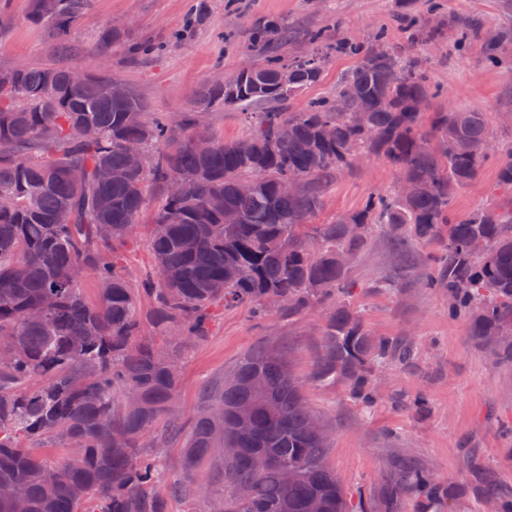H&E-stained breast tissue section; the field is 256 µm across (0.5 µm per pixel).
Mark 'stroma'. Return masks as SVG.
I'll list each match as a JSON object with an SVG mask.
<instances>
[{"label":"stroma","mask_w":512,"mask_h":512,"mask_svg":"<svg viewBox=\"0 0 512 512\" xmlns=\"http://www.w3.org/2000/svg\"><path fill=\"white\" fill-rule=\"evenodd\" d=\"M32 4L0 0V70L20 63L90 71L102 65L152 115L174 121L190 110L199 86L246 57L255 22L287 31L279 51L296 56L311 33L354 43L380 33L392 45L407 42L413 19H428L438 30L434 46L420 52L431 111L486 113L497 141L452 210L460 218L494 202L497 170L512 146V0H86L64 52L53 27L34 18ZM115 21L126 22L129 38L148 45L149 53L133 57L120 44L98 58V35ZM490 29L508 38L488 62L481 36ZM395 180L384 159L351 165L328 189L316 223L360 209L369 197L387 194ZM432 252V244L417 241L403 258L392 231L383 228L350 270L352 303L366 326L407 342L416 354L413 364L382 372V394L372 407L361 405L350 383L321 386L311 379L325 312L292 318L275 308L258 320L238 308L219 313L205 340L182 348L176 411L195 408L262 340L277 342L289 349L307 399L332 431L329 459L351 500L369 498L390 457L404 452L447 476L454 512H482L465 480L471 463L495 470L512 491V368L494 366L489 351L471 338L468 310L449 307L446 294L422 286ZM399 397L425 398L428 407L404 412L395 403Z\"/></svg>","instance_id":"obj_1"}]
</instances>
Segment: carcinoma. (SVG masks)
<instances>
[{
	"label": "carcinoma",
	"mask_w": 512,
	"mask_h": 512,
	"mask_svg": "<svg viewBox=\"0 0 512 512\" xmlns=\"http://www.w3.org/2000/svg\"><path fill=\"white\" fill-rule=\"evenodd\" d=\"M33 2L66 42L84 0ZM420 28L404 44L361 47L336 96L299 110L345 42L311 35L300 69V58L276 51L286 33L259 31L249 47L254 73L233 91L203 84L177 122L148 118L132 90L109 98L105 75L73 88L66 68L0 72V197L8 200L0 207V512H166L174 497L202 503L200 512H449L448 478L404 454L391 459L371 504L353 506L328 461L331 439L312 426L303 380L266 341L191 415L168 420L179 350L207 338L223 308L266 314L269 294L290 316L331 305L313 379L349 380L375 404L382 368L414 360L352 305L348 272L377 224L398 232L403 252L411 239L438 245L426 287L468 305L470 336L512 366V152L498 169L499 206L454 217L453 199L479 177L493 137L484 112L419 111L431 93L416 55L437 35ZM286 73L294 82L285 86ZM214 109L244 111L246 134L226 141L200 129V113ZM84 125L99 136L83 138ZM129 140L143 145L137 170ZM357 154L385 158L411 191L394 186L358 211L312 223ZM103 166L109 182L98 176ZM73 169L81 181L70 179ZM297 177L300 188L281 193ZM174 180L183 196L164 194L150 215L155 269L133 288L123 252L145 188ZM89 275L93 301L82 287ZM184 431L181 472L166 479L159 460ZM30 441L78 451L55 462L31 452ZM211 460L224 468L218 500L190 483L192 469ZM469 481L482 504L512 512L494 471L474 465ZM239 482L251 488L245 502L227 490Z\"/></svg>",
	"instance_id": "cac0c4a2"
}]
</instances>
